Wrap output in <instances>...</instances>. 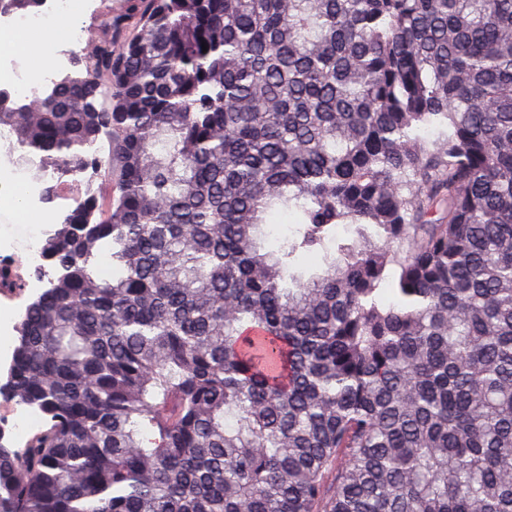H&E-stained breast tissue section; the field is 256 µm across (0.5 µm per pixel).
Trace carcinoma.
<instances>
[{
	"mask_svg": "<svg viewBox=\"0 0 512 512\" xmlns=\"http://www.w3.org/2000/svg\"><path fill=\"white\" fill-rule=\"evenodd\" d=\"M127 2L0 102L84 185L0 512H512V0Z\"/></svg>",
	"mask_w": 512,
	"mask_h": 512,
	"instance_id": "cac0c4a2",
	"label": "carcinoma"
}]
</instances>
